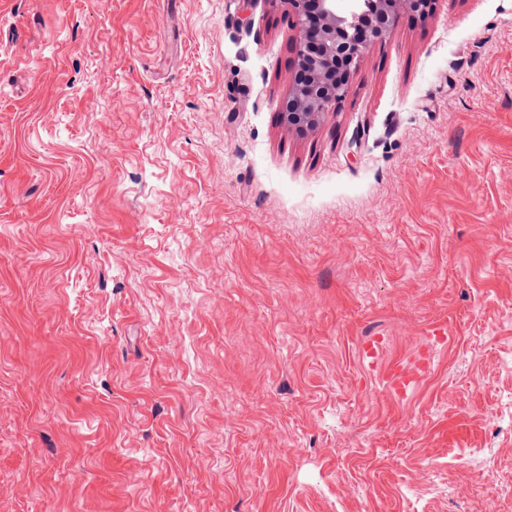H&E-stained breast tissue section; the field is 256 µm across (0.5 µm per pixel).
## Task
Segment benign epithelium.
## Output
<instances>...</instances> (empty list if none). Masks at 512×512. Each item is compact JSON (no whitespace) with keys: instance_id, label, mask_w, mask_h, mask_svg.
<instances>
[{"instance_id":"1","label":"benign epithelium","mask_w":512,"mask_h":512,"mask_svg":"<svg viewBox=\"0 0 512 512\" xmlns=\"http://www.w3.org/2000/svg\"><path fill=\"white\" fill-rule=\"evenodd\" d=\"M342 14L336 0H286L288 15L300 30L295 46V75L281 116L288 127L305 131L318 124L345 94L352 73L367 46L389 30L394 11L427 15L429 0H352ZM373 13L385 24L369 30L363 41L354 31Z\"/></svg>"}]
</instances>
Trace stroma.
Listing matches in <instances>:
<instances>
[{"instance_id":"35a3bbf8","label":"stroma","mask_w":512,"mask_h":512,"mask_svg":"<svg viewBox=\"0 0 512 512\" xmlns=\"http://www.w3.org/2000/svg\"><path fill=\"white\" fill-rule=\"evenodd\" d=\"M431 7L300 132L285 0H0V512H512V0Z\"/></svg>"}]
</instances>
